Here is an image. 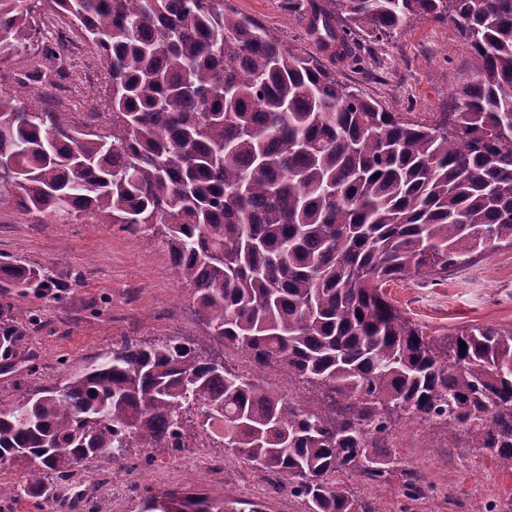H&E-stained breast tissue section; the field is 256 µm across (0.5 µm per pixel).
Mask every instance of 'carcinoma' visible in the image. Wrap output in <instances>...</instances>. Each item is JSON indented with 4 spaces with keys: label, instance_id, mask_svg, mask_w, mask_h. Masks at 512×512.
Returning a JSON list of instances; mask_svg holds the SVG:
<instances>
[{
    "label": "carcinoma",
    "instance_id": "1",
    "mask_svg": "<svg viewBox=\"0 0 512 512\" xmlns=\"http://www.w3.org/2000/svg\"><path fill=\"white\" fill-rule=\"evenodd\" d=\"M328 47L384 40L417 17L453 19L471 49L459 104L429 123L392 112L224 0H0V67L44 19L66 20L31 80L65 72L77 31L106 64L107 109L85 121L25 81L0 97V207L41 224L69 215L157 229L192 288L205 336L318 392L303 403L237 374L191 341L124 342L82 371L0 407V466L26 487L132 448L179 452L205 435L283 482L304 512H380L347 480L424 490L392 448L409 415L464 433L512 472V324L428 336L384 285L445 277L512 246V0H288ZM379 177H374V174ZM53 282L0 262V292ZM0 304V372L21 330ZM466 348L460 349V343ZM146 512H263L191 489Z\"/></svg>",
    "mask_w": 512,
    "mask_h": 512
}]
</instances>
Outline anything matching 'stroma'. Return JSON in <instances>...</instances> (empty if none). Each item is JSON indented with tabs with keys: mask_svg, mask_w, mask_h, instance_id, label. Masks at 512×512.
Wrapping results in <instances>:
<instances>
[{
	"mask_svg": "<svg viewBox=\"0 0 512 512\" xmlns=\"http://www.w3.org/2000/svg\"><path fill=\"white\" fill-rule=\"evenodd\" d=\"M227 8L251 18L282 42L313 56L340 81L393 112L426 119L447 111L458 88L470 76V54L454 21L418 18L387 39L359 31L351 34V56L324 49L307 34L308 17L289 11L287 0H224ZM68 91L45 106L73 112L96 109L106 92V70L84 48L70 52ZM45 269L56 287L50 296L7 295L13 322L24 332L17 372L0 375V403L11 404L26 391L81 371L100 354L123 341L173 338L202 343L228 368L260 374L269 386L298 400L305 389L288 385L273 368L216 341H203L204 327L191 293L179 279L158 235L132 233L116 224L66 220L40 224L18 208L0 209V256ZM388 301L402 315L443 339L471 324H512V248L449 272L435 280L409 276L387 283ZM392 439L402 461L421 471L429 490L407 499L400 482L375 486L351 480L355 494L375 500L382 512H474L512 501V472L499 469L491 453L459 440L449 447L444 428L402 417ZM275 474H260L218 444L194 442L179 454L155 449L145 462L143 449L115 462L89 460L71 481L96 490L107 512H144L145 499L166 490L194 489L213 497L231 492L263 503L264 512H304L298 499L278 493ZM0 512H84L53 491L44 495L0 498Z\"/></svg>",
	"mask_w": 512,
	"mask_h": 512,
	"instance_id": "obj_1",
	"label": "stroma"
}]
</instances>
